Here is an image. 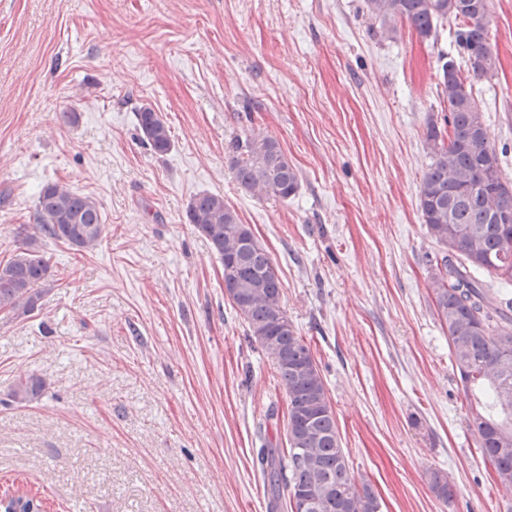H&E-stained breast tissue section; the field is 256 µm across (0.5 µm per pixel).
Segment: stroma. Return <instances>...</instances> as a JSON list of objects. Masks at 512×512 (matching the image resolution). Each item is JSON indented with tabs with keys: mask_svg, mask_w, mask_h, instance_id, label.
I'll list each match as a JSON object with an SVG mask.
<instances>
[{
	"mask_svg": "<svg viewBox=\"0 0 512 512\" xmlns=\"http://www.w3.org/2000/svg\"><path fill=\"white\" fill-rule=\"evenodd\" d=\"M455 30L385 38L364 0H0V261L26 245L54 279L32 313L0 312V497L21 481L44 512H268L257 450L287 447V401L186 220L210 193L273 258L379 512H512L467 427L418 205ZM489 34L498 74L474 95L512 180V0ZM146 104L167 153L141 139ZM254 132L292 161V197L237 184ZM48 183L97 201L100 246L39 232ZM27 375L45 388L21 405ZM137 126L143 137L158 154L167 153L171 149L170 129L163 116L149 106H144L135 114Z\"/></svg>",
	"mask_w": 512,
	"mask_h": 512,
	"instance_id": "obj_1",
	"label": "stroma"
}]
</instances>
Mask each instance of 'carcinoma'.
<instances>
[{
    "mask_svg": "<svg viewBox=\"0 0 512 512\" xmlns=\"http://www.w3.org/2000/svg\"><path fill=\"white\" fill-rule=\"evenodd\" d=\"M490 2L365 0V7L384 36L406 23L420 39H434L439 22L457 21L456 45L467 73L452 59L441 66L438 86L448 115L443 125L427 128L431 163L419 184V207L428 234L443 247L431 287L438 317L448 329L453 367L474 397L468 427L500 484L512 488V191L506 190L473 92V81H490L498 72L483 22ZM136 121L156 153L171 149L170 129L160 113L144 106ZM234 149L235 180L245 191L284 200L295 194L297 171L274 138L257 134L236 141ZM36 212L40 233L55 241L88 249L103 236L96 200L58 183L42 188ZM186 217L220 256L224 293L275 364L287 399L288 451L266 445L258 451L270 512L283 507L282 497L294 494L305 495L306 512H379L369 483L351 471L312 351L281 305V281L270 254L222 196H196ZM51 279L44 256L17 249L0 262V312L31 313ZM43 388L39 377L29 376L14 384L13 396L29 403ZM428 484L443 501L453 498L447 473L429 472ZM41 507L20 492L9 504L12 512H41Z\"/></svg>",
    "mask_w": 512,
    "mask_h": 512,
    "instance_id": "carcinoma-1",
    "label": "carcinoma"
}]
</instances>
